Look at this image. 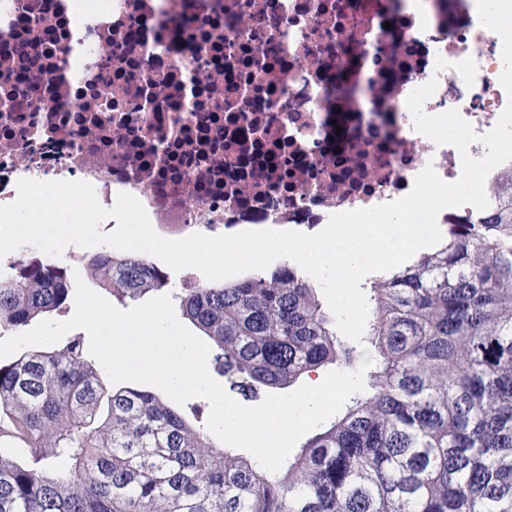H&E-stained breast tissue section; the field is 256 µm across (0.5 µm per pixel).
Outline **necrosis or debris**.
I'll return each instance as SVG.
<instances>
[{
  "label": "necrosis or debris",
  "instance_id": "4bbe7bcc",
  "mask_svg": "<svg viewBox=\"0 0 512 512\" xmlns=\"http://www.w3.org/2000/svg\"><path fill=\"white\" fill-rule=\"evenodd\" d=\"M502 49L477 0H0V98L32 102L0 116V205L22 179L85 181L179 239L313 228L429 165L458 180L463 154L407 98L436 81L424 111L488 133L512 101Z\"/></svg>",
  "mask_w": 512,
  "mask_h": 512
}]
</instances>
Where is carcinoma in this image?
Here are the masks:
<instances>
[{
	"instance_id": "obj_1",
	"label": "carcinoma",
	"mask_w": 512,
	"mask_h": 512,
	"mask_svg": "<svg viewBox=\"0 0 512 512\" xmlns=\"http://www.w3.org/2000/svg\"><path fill=\"white\" fill-rule=\"evenodd\" d=\"M88 277L118 302L170 289L147 258L102 249ZM319 286L294 265L177 293L244 394L350 365ZM48 257L0 277V335L64 310ZM368 390L276 472L217 447L149 391L108 389L76 334L0 363V512H512V172L489 206L412 263L370 278Z\"/></svg>"
}]
</instances>
